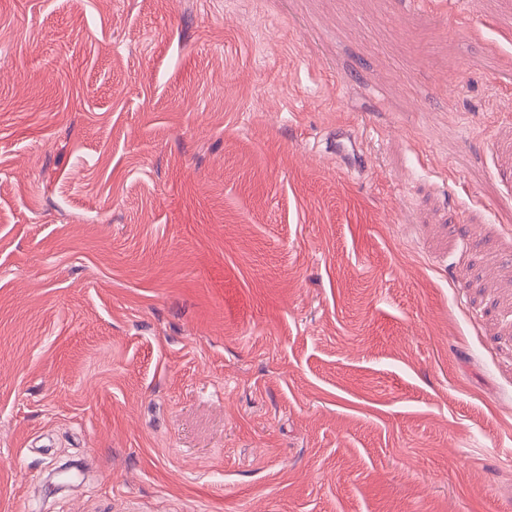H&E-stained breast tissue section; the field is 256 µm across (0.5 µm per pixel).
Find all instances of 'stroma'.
<instances>
[{
    "label": "stroma",
    "instance_id": "1",
    "mask_svg": "<svg viewBox=\"0 0 512 512\" xmlns=\"http://www.w3.org/2000/svg\"><path fill=\"white\" fill-rule=\"evenodd\" d=\"M509 456L512 0H0V512H512ZM327 145L328 152L336 157V163L347 170L356 172L365 167L366 159L350 131L336 129V133L327 138Z\"/></svg>",
    "mask_w": 512,
    "mask_h": 512
}]
</instances>
